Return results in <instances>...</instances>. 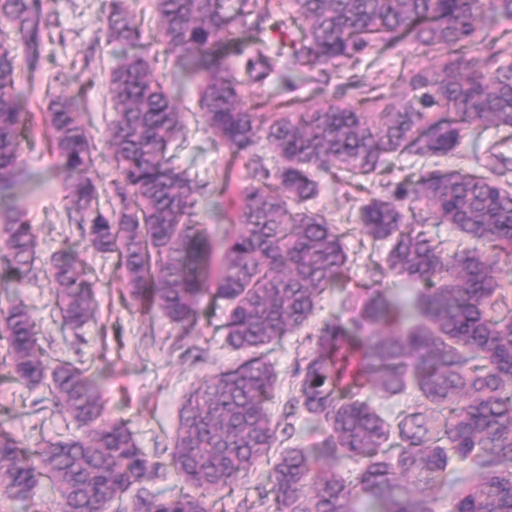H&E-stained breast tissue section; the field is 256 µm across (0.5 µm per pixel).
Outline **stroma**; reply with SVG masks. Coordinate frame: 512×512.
<instances>
[{"instance_id":"35a3bbf8","label":"stroma","mask_w":512,"mask_h":512,"mask_svg":"<svg viewBox=\"0 0 512 512\" xmlns=\"http://www.w3.org/2000/svg\"><path fill=\"white\" fill-rule=\"evenodd\" d=\"M107 0H43L44 13L54 25L55 39L42 51L34 79L19 76L28 96V108L39 112L47 88H68L84 66L96 73L107 71L121 46L107 41L103 13ZM34 144L23 149L25 180L6 201L25 212L39 236L38 256L21 297L39 323L40 342L51 355L91 366L98 376L112 415L129 422L148 460L171 450L178 409L184 394L233 358L224 347L223 311H206L192 335H180L162 314L144 317L121 299L124 287L111 259L82 254L98 284L97 317L80 334L64 329L56 297L45 277L53 253L61 244L80 247L76 225L70 224L60 204L66 174L45 149L43 127H36ZM190 159L193 171L203 179L232 174L238 186H246L248 172L231 153L218 149L204 133H196ZM339 308L336 294L325 293L308 330L286 337L272 353L281 388L270 407L279 415L293 387V369L311 348L309 337ZM0 423L19 439L33 442L52 438L77 426L45 397L43 388L15 382L0 365Z\"/></svg>"}]
</instances>
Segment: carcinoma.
Masks as SVG:
<instances>
[{
	"label": "carcinoma",
	"mask_w": 512,
	"mask_h": 512,
	"mask_svg": "<svg viewBox=\"0 0 512 512\" xmlns=\"http://www.w3.org/2000/svg\"><path fill=\"white\" fill-rule=\"evenodd\" d=\"M153 2L172 64L161 75L124 0L103 18L107 39L130 48L105 78L109 210L89 176L102 156L84 112L96 75L48 94L45 135L69 173L62 206L86 250L116 257L128 303L189 335L203 299L222 302L224 345L247 357L184 395L169 459L149 463L90 369L40 344L18 298L38 237L21 212H1L6 366L83 430L30 447L0 425L3 496L46 483L61 512H216L211 495L235 488L305 418L320 440L281 450L258 486L274 512H439L444 499L449 512H512V299L501 277L512 265V0ZM47 39L43 0H0V196L21 180L30 131L8 42L35 69ZM419 52L428 65L412 62ZM392 58L402 66L388 83L380 63ZM337 77L340 91L314 105L243 101L248 83L324 93ZM168 79L197 83L203 131L254 183L239 189L228 176L215 187L179 163L190 134ZM478 129L498 135L483 158L439 167ZM408 161L433 167L375 191L374 176ZM318 172L363 196L356 216L326 221ZM214 194L228 224L219 241L199 219L200 199ZM447 224L470 245L450 252L426 231ZM358 233L360 251L386 247L385 264L350 291L345 240ZM48 276L75 333L96 315V283L67 243ZM329 288L344 294L341 311L294 369L298 393L276 421L269 354ZM367 389L416 392L425 410L384 414L361 398ZM171 471L196 492L154 489Z\"/></svg>",
	"instance_id": "1"
}]
</instances>
